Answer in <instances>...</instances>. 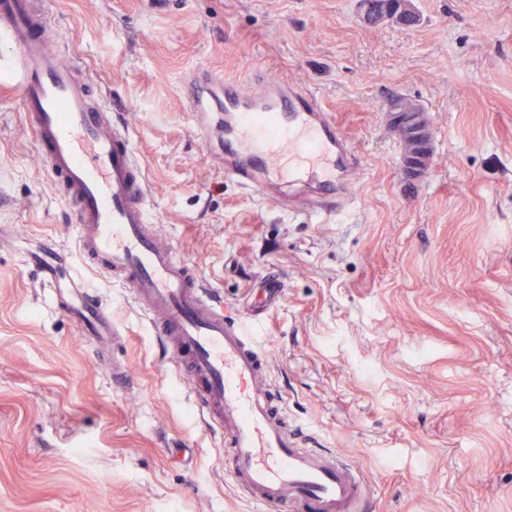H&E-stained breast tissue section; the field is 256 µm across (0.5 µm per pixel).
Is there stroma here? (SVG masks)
<instances>
[{"label":"stroma","instance_id":"35a3bbf8","mask_svg":"<svg viewBox=\"0 0 512 512\" xmlns=\"http://www.w3.org/2000/svg\"><path fill=\"white\" fill-rule=\"evenodd\" d=\"M48 0L56 39L125 120L151 219L230 309L284 286L259 329L292 420L358 466L368 512H512V0ZM314 91L361 157L354 203L276 210L225 177L191 75ZM424 111L428 169H402L388 106ZM17 100H0V512H253L188 383L122 289L109 350L23 262L72 248ZM372 1L374 5L389 3L393 9L391 22L399 27H405L403 24L413 23L414 25L419 21V14L412 0H360L361 2Z\"/></svg>","mask_w":512,"mask_h":512}]
</instances>
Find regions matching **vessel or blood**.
<instances>
[{
	"mask_svg": "<svg viewBox=\"0 0 512 512\" xmlns=\"http://www.w3.org/2000/svg\"><path fill=\"white\" fill-rule=\"evenodd\" d=\"M45 0H0V98L18 99L65 208L74 252L27 254L55 300L111 339L112 312L86 292L91 267L146 318L186 378L203 421L224 443V472L269 512H363L371 489L360 470L303 438L275 398L269 361L253 329L282 285L266 276L243 312H230L149 219L150 193L126 124L65 59ZM193 99L199 132L225 175L259 197L328 215L353 202L360 159L334 117L301 86L277 77L249 87L200 75ZM81 263H74L73 255Z\"/></svg>",
	"mask_w": 512,
	"mask_h": 512,
	"instance_id": "b4317fda",
	"label": "vessel or blood"
}]
</instances>
